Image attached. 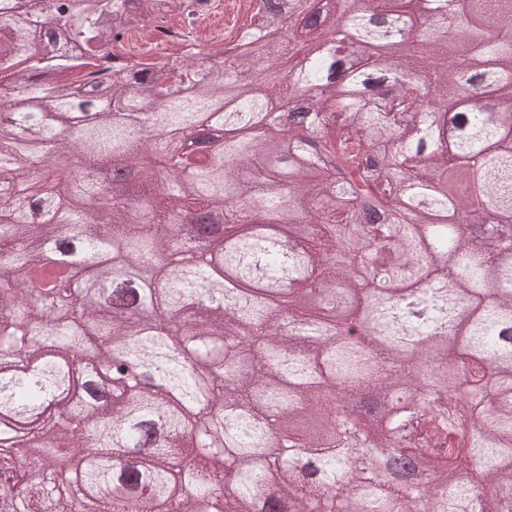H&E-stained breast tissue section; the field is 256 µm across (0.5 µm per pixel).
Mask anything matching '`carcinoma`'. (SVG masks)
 Here are the masks:
<instances>
[{
    "instance_id": "cac0c4a2",
    "label": "carcinoma",
    "mask_w": 512,
    "mask_h": 512,
    "mask_svg": "<svg viewBox=\"0 0 512 512\" xmlns=\"http://www.w3.org/2000/svg\"><path fill=\"white\" fill-rule=\"evenodd\" d=\"M261 0L225 76L199 54L176 81L131 82L112 45L137 14L191 0H0V484L23 512H265L278 475L295 512H502L512 498V249H475L468 203L512 226V0ZM343 26L350 41L327 46ZM308 55L297 73L281 47ZM87 86L64 77L91 66ZM465 52L490 96L460 105ZM310 93L306 128L266 123ZM227 129L216 154L169 165L185 138ZM124 168L91 212L63 158ZM383 220L365 224L359 203ZM184 213L216 214L210 241ZM105 302L67 273L33 292L41 252L82 227ZM427 279L426 288L414 281ZM335 340L281 331L282 311ZM442 330L434 354L419 338ZM384 389L362 431L336 394ZM297 436L308 464L274 450ZM415 459L434 487L373 469Z\"/></svg>"
}]
</instances>
